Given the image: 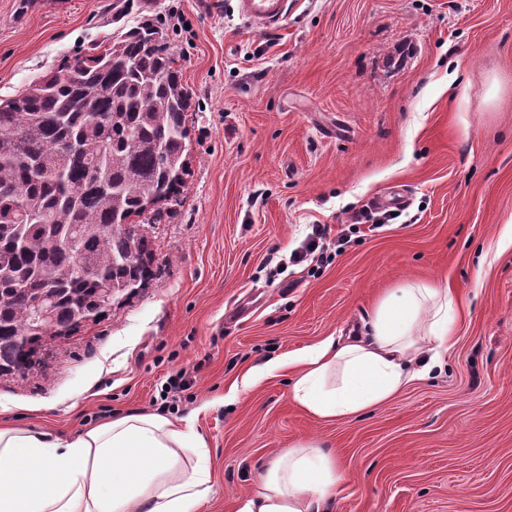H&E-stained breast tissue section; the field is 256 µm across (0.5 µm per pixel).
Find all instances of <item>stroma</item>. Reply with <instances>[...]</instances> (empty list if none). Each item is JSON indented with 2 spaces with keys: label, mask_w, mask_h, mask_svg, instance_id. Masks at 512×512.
<instances>
[{
  "label": "stroma",
  "mask_w": 512,
  "mask_h": 512,
  "mask_svg": "<svg viewBox=\"0 0 512 512\" xmlns=\"http://www.w3.org/2000/svg\"><path fill=\"white\" fill-rule=\"evenodd\" d=\"M113 0H0V99L109 38ZM191 96L189 174L150 228L158 265L98 322L0 383V425L75 433L202 402L212 494L236 512L279 449L332 451L330 512H512V0H291L253 32L235 0H154ZM405 194L378 229L354 212ZM349 241L289 264L312 225ZM449 283L441 371L340 422L286 375L224 403L264 360L364 333L379 297ZM185 372L177 395L169 382Z\"/></svg>",
  "instance_id": "1"
}]
</instances>
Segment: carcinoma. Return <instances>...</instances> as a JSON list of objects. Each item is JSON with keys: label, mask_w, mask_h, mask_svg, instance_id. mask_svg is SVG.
I'll return each mask as SVG.
<instances>
[{"label": "carcinoma", "mask_w": 512, "mask_h": 512, "mask_svg": "<svg viewBox=\"0 0 512 512\" xmlns=\"http://www.w3.org/2000/svg\"><path fill=\"white\" fill-rule=\"evenodd\" d=\"M115 9L141 20L0 100V381L46 374L48 342L110 309L103 289L117 304L145 286L146 227L188 176L190 94L164 33L148 0Z\"/></svg>", "instance_id": "carcinoma-1"}]
</instances>
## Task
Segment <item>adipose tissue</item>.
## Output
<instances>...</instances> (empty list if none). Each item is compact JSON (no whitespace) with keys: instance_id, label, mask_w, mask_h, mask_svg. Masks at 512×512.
<instances>
[{"instance_id":"1","label":"adipose tissue","mask_w":512,"mask_h":512,"mask_svg":"<svg viewBox=\"0 0 512 512\" xmlns=\"http://www.w3.org/2000/svg\"><path fill=\"white\" fill-rule=\"evenodd\" d=\"M455 317L450 286L395 288L378 300L365 336L266 360L243 384L289 372L296 405L343 421L431 376L454 344ZM195 419L130 412L75 434L0 429V512H201L212 484ZM341 482L335 457L301 442L279 452L238 512H325Z\"/></svg>"}]
</instances>
